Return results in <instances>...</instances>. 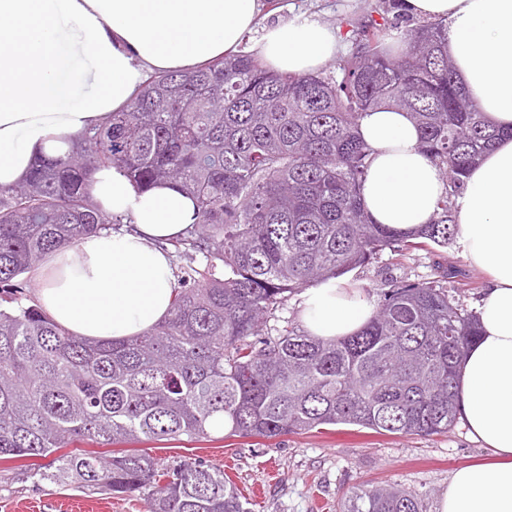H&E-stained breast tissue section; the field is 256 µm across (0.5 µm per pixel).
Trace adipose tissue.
<instances>
[{
	"label": "adipose tissue",
	"instance_id": "adipose-tissue-1",
	"mask_svg": "<svg viewBox=\"0 0 512 512\" xmlns=\"http://www.w3.org/2000/svg\"><path fill=\"white\" fill-rule=\"evenodd\" d=\"M407 14L447 24L448 55L471 101L504 130L474 166L455 213L471 267L488 286L481 333L460 370L459 409L490 461L456 470L439 512H512V0H403ZM262 0H0V187L16 184L35 148L73 138L126 107L150 75L191 71L236 54L255 28L276 71H318L339 30L299 15L260 25ZM371 150L362 199L376 224L430 221L445 182L406 111L381 106L359 124ZM92 194L121 230L54 252L39 276L41 307L88 339H124L169 312L176 280L161 248L198 221L195 200L164 182L144 190L116 167L93 175ZM372 300L330 278L303 293L309 335L335 339L372 316Z\"/></svg>",
	"mask_w": 512,
	"mask_h": 512
}]
</instances>
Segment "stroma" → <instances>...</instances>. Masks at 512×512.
Wrapping results in <instances>:
<instances>
[{"mask_svg": "<svg viewBox=\"0 0 512 512\" xmlns=\"http://www.w3.org/2000/svg\"><path fill=\"white\" fill-rule=\"evenodd\" d=\"M378 0H264L268 21L305 14L346 28L373 15ZM454 266L469 278L464 302L476 307L485 275L465 260L460 242L376 262L344 275L346 284L368 288L378 300L388 279L415 281L430 275L434 262ZM139 448L169 464L196 460L224 470L244 498L248 512H340L341 503L359 484L396 483L416 494L423 512H437L440 498L458 468L487 460L489 453L456 422L444 435L379 434L336 425L275 439L224 437L202 441L140 440ZM0 512H147L145 495L112 496L101 491L63 488L26 475L20 461L0 465Z\"/></svg>", "mask_w": 512, "mask_h": 512, "instance_id": "1", "label": "stroma"}]
</instances>
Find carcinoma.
Returning a JSON list of instances; mask_svg holds the SVG:
<instances>
[{"label": "carcinoma", "instance_id": "carcinoma-1", "mask_svg": "<svg viewBox=\"0 0 512 512\" xmlns=\"http://www.w3.org/2000/svg\"><path fill=\"white\" fill-rule=\"evenodd\" d=\"M350 23L352 55L336 75H294L248 54L151 77L126 109L0 187V462L53 456L38 480L111 495H147L148 512H247L224 472L168 470L145 437L273 439L349 425L433 436L457 419L458 372L479 334L455 303L448 267L395 281L358 331L320 339L269 322L293 296L365 267L455 238L470 167L506 132L456 80L441 22ZM405 45L391 54L387 40ZM388 105L411 113L421 147L446 176L429 223L401 232L368 220L370 148L359 122ZM115 166L143 187L174 181L199 221L171 241L189 258L168 315L139 336L78 337L28 303L23 275L61 247L120 220L93 199L94 172ZM83 449L68 451L74 444ZM343 512H422L397 485H360Z\"/></svg>", "mask_w": 512, "mask_h": 512}]
</instances>
